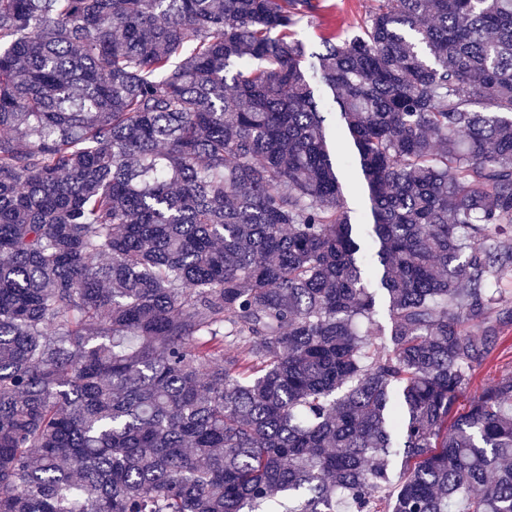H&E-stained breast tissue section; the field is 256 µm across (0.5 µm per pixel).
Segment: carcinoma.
<instances>
[{"label":"carcinoma","instance_id":"1","mask_svg":"<svg viewBox=\"0 0 512 512\" xmlns=\"http://www.w3.org/2000/svg\"><path fill=\"white\" fill-rule=\"evenodd\" d=\"M374 2L0 0V512H512V0ZM328 7L319 11V19L310 24L301 22L295 29V38L318 46L320 37L336 33L344 37L352 32L353 26L368 13L374 0H320ZM506 373H512V324L498 327L496 343L487 359L474 372L473 385L459 397V411L469 407L471 398L481 387L494 383Z\"/></svg>","mask_w":512,"mask_h":512}]
</instances>
